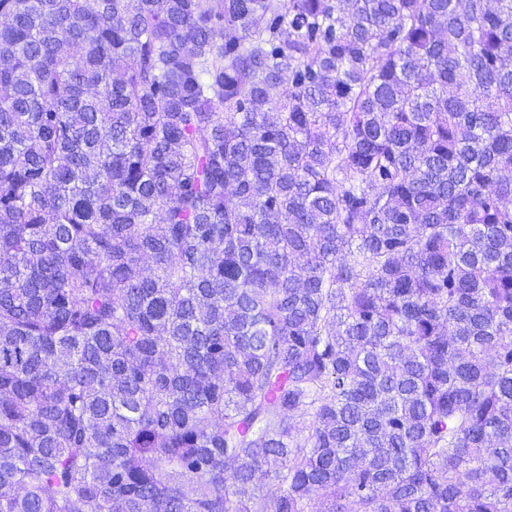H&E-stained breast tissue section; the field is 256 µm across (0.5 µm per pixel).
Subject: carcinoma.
<instances>
[{
	"label": "carcinoma",
	"mask_w": 512,
	"mask_h": 512,
	"mask_svg": "<svg viewBox=\"0 0 512 512\" xmlns=\"http://www.w3.org/2000/svg\"><path fill=\"white\" fill-rule=\"evenodd\" d=\"M0 512H512V0H0Z\"/></svg>",
	"instance_id": "carcinoma-1"
}]
</instances>
